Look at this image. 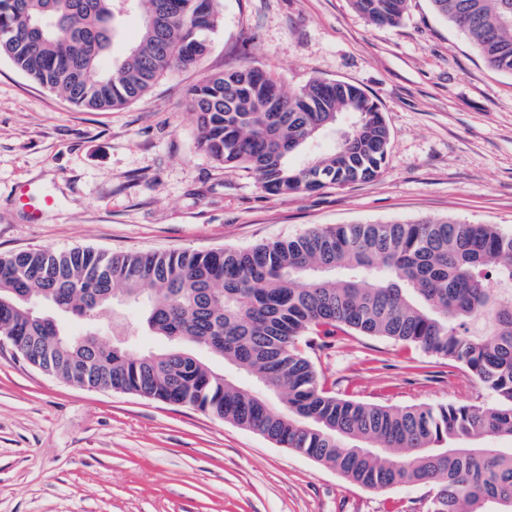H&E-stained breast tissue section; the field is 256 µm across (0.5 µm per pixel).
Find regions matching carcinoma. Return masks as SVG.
I'll list each match as a JSON object with an SVG mask.
<instances>
[{
    "label": "carcinoma",
    "mask_w": 512,
    "mask_h": 512,
    "mask_svg": "<svg viewBox=\"0 0 512 512\" xmlns=\"http://www.w3.org/2000/svg\"><path fill=\"white\" fill-rule=\"evenodd\" d=\"M137 40L107 67L120 0H0V55L32 81L90 110L124 108L171 72L198 65L220 23L219 0H133ZM409 0H352L370 23L395 26ZM488 65L512 74V0H430ZM247 65L188 91L197 148L254 173L276 195L376 178L390 133L359 87L314 78L286 91L266 69L281 112L243 81ZM334 149L308 146L339 129ZM302 155L303 161L292 164ZM512 234L452 217L311 228L247 249L112 254L46 248L0 255V336L22 358L72 384L135 393L208 412L328 465L371 489L429 485L427 512H512ZM136 308L166 348L100 345L98 317ZM357 333L461 363L495 405L392 408L328 391L301 344ZM223 357L245 384L195 350Z\"/></svg>",
    "instance_id": "1"
}]
</instances>
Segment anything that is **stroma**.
<instances>
[{
	"mask_svg": "<svg viewBox=\"0 0 512 512\" xmlns=\"http://www.w3.org/2000/svg\"><path fill=\"white\" fill-rule=\"evenodd\" d=\"M202 64L121 110L75 107L0 57V254L247 248L337 224L453 216L512 233V74L409 0L372 25L351 0H220ZM260 62L288 90L361 88L390 143L371 181L273 195L196 148L187 92ZM52 197L39 221L16 203ZM311 357L337 396L391 406L493 399L460 364L348 335ZM423 485L376 490L198 409L74 386L0 345V512H426Z\"/></svg>",
	"mask_w": 512,
	"mask_h": 512,
	"instance_id": "obj_1",
	"label": "stroma"
}]
</instances>
